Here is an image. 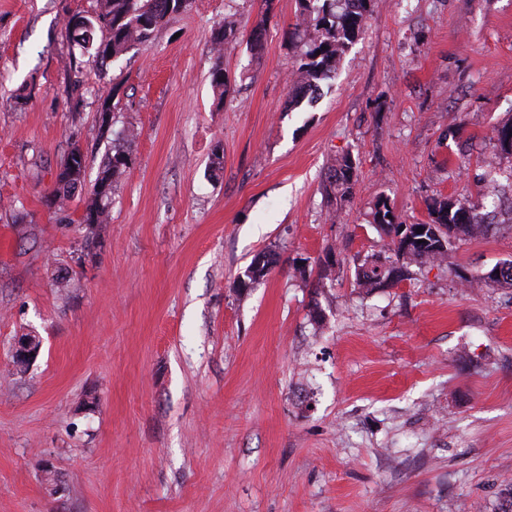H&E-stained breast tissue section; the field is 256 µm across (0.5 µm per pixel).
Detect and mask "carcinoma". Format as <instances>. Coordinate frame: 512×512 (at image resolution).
Returning <instances> with one entry per match:
<instances>
[{"label": "carcinoma", "instance_id": "obj_1", "mask_svg": "<svg viewBox=\"0 0 512 512\" xmlns=\"http://www.w3.org/2000/svg\"><path fill=\"white\" fill-rule=\"evenodd\" d=\"M374 0H298L299 12L295 28H305L309 36L299 54V62L292 73L289 87L288 108H295L307 99L310 91H319L321 85L336 74L341 57L361 32L363 22L372 11ZM192 0H98L95 14L85 17L86 23L76 26L69 22L66 29L70 38L100 67H105L129 49L148 42L154 32L172 15L187 11ZM234 31V24L226 21L215 32L213 51L216 55L212 70L213 86L224 92L225 78L221 58L224 40ZM492 140L501 158L507 160L508 170L502 184L494 177L482 180L478 191L481 197L492 198V206L484 210L482 202L435 199L429 205V221L422 224L420 237L428 240L421 245H408L400 237L401 221L394 214L389 200L379 197L371 207L369 223L380 228L390 238V250L398 257H406L419 264H433L445 258L448 250L473 231L488 234L501 224L499 209L503 205V191L512 194V119L499 124L493 131ZM86 159L78 146L72 147L61 161L56 175V186L51 192V204L62 209L83 184ZM128 165L123 151L107 155L102 162L92 186L91 197L81 223L87 226L106 224L112 189ZM353 161L344 156L336 169L329 174L323 185L327 198L347 197L352 194ZM107 187L101 193L98 187ZM444 239L446 245L439 244ZM269 254L263 252L254 258L249 270L254 283L272 268ZM499 271L493 279H479L485 288H512V261L493 267ZM409 275L404 267L393 265L384 258L365 262L356 272V283L362 288H386Z\"/></svg>", "mask_w": 512, "mask_h": 512}]
</instances>
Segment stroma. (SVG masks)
Masks as SVG:
<instances>
[{
  "instance_id": "obj_1",
  "label": "stroma",
  "mask_w": 512,
  "mask_h": 512,
  "mask_svg": "<svg viewBox=\"0 0 512 512\" xmlns=\"http://www.w3.org/2000/svg\"><path fill=\"white\" fill-rule=\"evenodd\" d=\"M95 8L0 0V512H498L512 288L464 281L512 261V229L388 288L355 270L387 252L378 197L424 223L499 165L512 0H375L295 110L297 0H193L103 69L65 29ZM106 101L134 142L99 138ZM74 145L90 183L130 155L91 242L87 192L45 202ZM345 155L353 194L327 201ZM267 251L276 266L241 287ZM26 335L41 349L20 367ZM233 31V22L224 21V24L215 32L213 37V51L215 52L216 60L212 70V81L214 88L220 92V95L224 94L225 86L224 68L221 63V58L224 52V40L227 35L232 34Z\"/></svg>"
}]
</instances>
